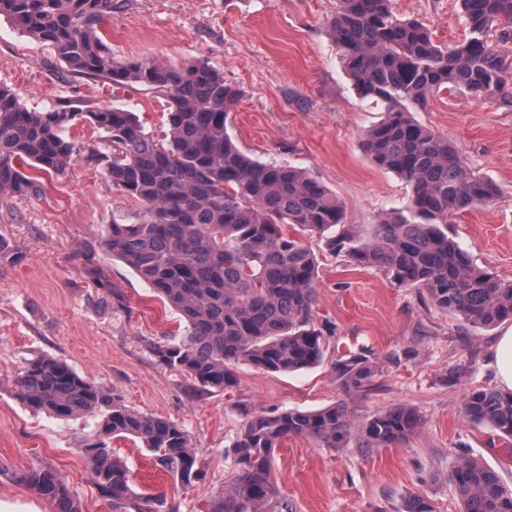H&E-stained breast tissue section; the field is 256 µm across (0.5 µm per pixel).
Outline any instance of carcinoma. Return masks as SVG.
Wrapping results in <instances>:
<instances>
[{
    "label": "carcinoma",
    "instance_id": "cac0c4a2",
    "mask_svg": "<svg viewBox=\"0 0 512 512\" xmlns=\"http://www.w3.org/2000/svg\"><path fill=\"white\" fill-rule=\"evenodd\" d=\"M391 0H337L329 21L339 59L357 93L380 107L383 119L365 134L363 148L378 168L411 187L408 207L381 216L370 232L345 223L336 195L291 166L261 163L227 133L239 89L205 60L183 67L152 60H119L102 25L112 0H0V17L55 50L75 77L140 86L168 103V133L160 142L135 113L118 107L85 110L79 99L31 110L0 85V196L37 191L46 177L70 167L75 145L65 132L85 121L104 134L86 161L103 167L112 187L140 205L130 222L106 225L101 246L131 268L162 303L185 322L173 340L149 341L158 361L187 373L203 389L237 383L234 367L249 363L291 373L322 362L323 332L314 326L317 256L286 226L324 240L356 267L375 268L429 303L484 328L512 320V281L478 267L448 235V217L487 205L500 195L492 180L471 174L455 144L418 124L410 108H424L442 90L464 89L489 103L512 106V0H461L467 36L435 43L425 25L393 14ZM337 234H330L336 227ZM87 276L110 287L93 253ZM362 346L333 363L342 398L311 412L246 414L233 444L235 475L210 512H266L278 496L272 472L275 448L290 437L340 448L351 436L371 452L417 434L423 419L399 406L358 419L351 400L370 389L378 364ZM20 398L59 420L98 419L97 435L80 448L94 484L112 512H153V494L134 489L111 440L139 441L173 481L191 486L203 476L188 434L178 423L128 407L122 396L76 373L67 363L40 357L18 374ZM464 418L491 428L512 445V392L473 389ZM11 479L56 503L57 512H81L72 491L49 465L14 470ZM451 482L462 512H512V488L481 459L460 454ZM404 512H435L414 495Z\"/></svg>",
    "mask_w": 512,
    "mask_h": 512
}]
</instances>
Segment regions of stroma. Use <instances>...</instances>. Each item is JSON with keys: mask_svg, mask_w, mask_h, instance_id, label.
Listing matches in <instances>:
<instances>
[{"mask_svg": "<svg viewBox=\"0 0 512 512\" xmlns=\"http://www.w3.org/2000/svg\"><path fill=\"white\" fill-rule=\"evenodd\" d=\"M109 27L118 59L181 65L207 60L241 97L228 132L264 163L290 165L322 181L345 206L347 223L371 229L386 210L406 208L411 189L372 164L362 135L381 112L361 99L329 32L336 0H120ZM394 13L423 22L441 45L461 39L458 0H392ZM0 84L28 108L72 99L89 108L135 112L146 132L167 130L165 99L141 87L116 88L72 77L51 46L0 19ZM414 118L450 139L467 165L501 189L486 206L449 219L448 233L474 264L512 280V107L465 90L442 91ZM78 154L42 190L0 197V466H53L83 512H111L78 447L96 421L63 422L24 403L16 377L31 360L65 361L89 380L114 388L126 405L180 424L203 477L185 487L156 466L140 443L116 439L136 490L159 496V512H207L233 477L229 448L246 412L315 411L341 396L333 371L340 347H367L380 369L371 390L351 402L356 416L415 408L421 431L402 444L362 452L357 440L323 448L291 437L274 451L279 493L268 512H403L408 498L429 497L436 512H460L449 472L458 454L481 458L512 488V455L491 429L461 414L464 394L496 385L491 350L502 326L476 327L443 313L417 291L398 288L377 270L350 265L313 241L318 260L314 325L334 329L323 361L295 373L237 367V384L200 391L186 375L157 361L147 340L179 336L184 323L130 268L99 252L112 219L135 216L137 204L113 189L86 155L102 140L88 125L69 129ZM97 250L111 288L97 287L83 256ZM125 299L116 307L112 294Z\"/></svg>", "mask_w": 512, "mask_h": 512, "instance_id": "35a3bbf8", "label": "stroma"}]
</instances>
